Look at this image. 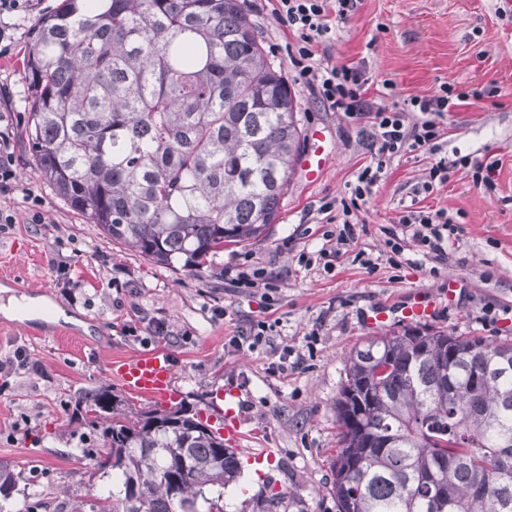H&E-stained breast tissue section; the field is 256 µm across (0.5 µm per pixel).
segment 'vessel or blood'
Segmentation results:
<instances>
[{
  "instance_id": "b4317fda",
  "label": "vessel or blood",
  "mask_w": 512,
  "mask_h": 512,
  "mask_svg": "<svg viewBox=\"0 0 512 512\" xmlns=\"http://www.w3.org/2000/svg\"><path fill=\"white\" fill-rule=\"evenodd\" d=\"M323 132L311 129L309 150L300 158L299 167L308 181H317L325 167L326 157L320 144ZM112 377L129 394L163 405L178 400L173 366L167 352L154 350L123 356L113 360Z\"/></svg>"
}]
</instances>
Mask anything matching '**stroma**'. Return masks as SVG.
<instances>
[{"mask_svg":"<svg viewBox=\"0 0 512 512\" xmlns=\"http://www.w3.org/2000/svg\"><path fill=\"white\" fill-rule=\"evenodd\" d=\"M30 4L26 13L7 17L13 50L0 57V116L16 132L32 98L24 70L31 36L61 0ZM273 7V0H248V17L270 65L290 81L287 45L295 36ZM327 53L333 63L362 66L374 81L393 80L399 99L432 93L444 82L488 92L447 114L437 154L395 158L374 188L358 214L354 244L372 258V271L347 254L327 272L316 258L322 200L344 197L370 155L364 123L324 110L306 87L294 88L301 123L323 129L332 146L322 180L311 185L294 174L266 238L225 249L197 274L112 244L56 194L14 139L18 183L10 204L18 222L0 233V276L12 281L0 283V304L15 296L44 306L0 313V358L21 347L37 365L0 379V461L10 464L18 488L0 501V512H26L35 500L46 503V512H96L99 500L111 496V482L92 471L91 451L102 438L80 425L72 398L111 384L108 365L118 356L169 352L177 389L215 425L224 421L225 395L234 394L248 433L241 453L268 448L272 454L260 465L244 464L239 480L224 489V512H262L281 491L287 498L272 512H337L332 461L345 359L366 340L408 326L395 317L374 327L368 314L395 307L407 293L430 296L452 284L454 300L417 328L512 344V0H359L338 23ZM439 155L467 164L423 204L447 210L462 232L449 240L443 259L409 249L401 268H393L385 242ZM491 162L496 188L489 192L473 175ZM29 194L41 201L45 223H26ZM59 237L64 247H56ZM302 254L312 257L311 266L299 264ZM60 261L70 262L73 287L57 285L53 265ZM248 265L276 276L273 309L260 294L228 287L225 269ZM134 307L162 321L165 335H125L118 313ZM267 317L278 322L270 345L229 347L230 337Z\"/></svg>","mask_w":512,"mask_h":512,"instance_id":"obj_1","label":"stroma"}]
</instances>
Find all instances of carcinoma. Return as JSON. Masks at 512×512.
Masks as SVG:
<instances>
[{
	"instance_id": "1",
	"label": "carcinoma",
	"mask_w": 512,
	"mask_h": 512,
	"mask_svg": "<svg viewBox=\"0 0 512 512\" xmlns=\"http://www.w3.org/2000/svg\"><path fill=\"white\" fill-rule=\"evenodd\" d=\"M20 136L41 176L112 243L200 270L275 223L302 152L298 102L267 62L245 0H63L25 60ZM333 462L338 512H512V345L444 331L375 336L345 359ZM102 432L98 512H223L205 489L238 452L179 403L75 395ZM16 487L0 463V496Z\"/></svg>"
}]
</instances>
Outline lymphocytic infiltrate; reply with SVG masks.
<instances>
[{
    "mask_svg": "<svg viewBox=\"0 0 512 512\" xmlns=\"http://www.w3.org/2000/svg\"><path fill=\"white\" fill-rule=\"evenodd\" d=\"M358 0H276V19L296 36L288 46V58L296 80L310 88L318 102L332 112L365 121L369 134L371 160L360 169L346 197L323 201L319 207L329 228L323 233L326 245L319 252L326 262L340 260L344 249L353 243L355 212L385 177L393 160L401 155L433 152L444 135L442 120L446 113L465 105L469 99H482L480 91H456L440 84L433 94L414 95L396 102L392 80H383L371 88L361 66L336 65L318 47L336 33L337 21L353 12ZM400 234L389 237V263H396L406 246H415L423 256L441 258L450 238L459 236L460 225L451 223L445 210L431 211L406 206L398 219Z\"/></svg>",
    "mask_w": 512,
    "mask_h": 512,
    "instance_id": "1",
    "label": "lymphocytic infiltrate"
}]
</instances>
